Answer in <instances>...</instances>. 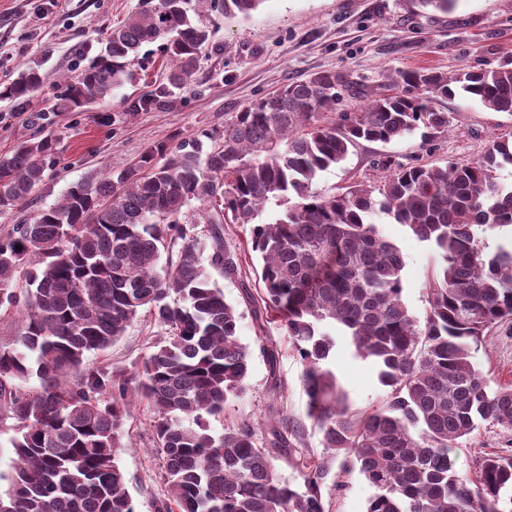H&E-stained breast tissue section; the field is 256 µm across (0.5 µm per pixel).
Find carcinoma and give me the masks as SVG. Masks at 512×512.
Instances as JSON below:
<instances>
[{
  "label": "carcinoma",
  "instance_id": "1",
  "mask_svg": "<svg viewBox=\"0 0 512 512\" xmlns=\"http://www.w3.org/2000/svg\"><path fill=\"white\" fill-rule=\"evenodd\" d=\"M224 16L249 17L264 0H222ZM189 0H139L112 28L104 55L55 103L78 110L132 81L130 62L162 41L169 84L190 78L210 39ZM356 112H336L353 89L323 71L291 82L234 113L222 128L148 147L132 166L90 174L63 199L22 218L0 239V307L24 310L13 342L0 346V420H14L15 465L0 471V512H136L118 464L128 396L157 413L155 440L171 488L164 512H329L323 467L302 465L303 483L274 461L292 455L297 435L272 420L240 422L218 437L207 418L243 393L252 359L241 313L211 280L240 275L224 225H251L260 265L261 332L276 323L302 361L307 417L324 447L347 458L373 488L366 512H512V454L479 459L471 477L458 464L462 440L483 425L512 432V385L491 386L476 361L486 330L512 321V240L488 253L484 236L512 227V140L480 160L444 166L375 160L377 185L318 190V173L341 164L362 141L390 143L421 131L422 145L448 134L433 106L461 92L512 115V59L448 75L406 70ZM41 85L24 72L0 88L22 98ZM50 136L27 140L0 159V213L21 211L54 158ZM282 210L257 223L266 204ZM384 214L430 245L424 314L403 299V255L372 222ZM21 249H16V246ZM25 262L27 288L16 286ZM168 330L129 381L89 354L124 335L141 311ZM374 361L387 387L364 411L352 408L328 368L336 338ZM280 394V350L259 345ZM37 379L38 385L24 384Z\"/></svg>",
  "mask_w": 512,
  "mask_h": 512
}]
</instances>
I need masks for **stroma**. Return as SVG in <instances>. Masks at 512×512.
<instances>
[{
    "instance_id": "obj_1",
    "label": "stroma",
    "mask_w": 512,
    "mask_h": 512,
    "mask_svg": "<svg viewBox=\"0 0 512 512\" xmlns=\"http://www.w3.org/2000/svg\"><path fill=\"white\" fill-rule=\"evenodd\" d=\"M197 11L212 32L196 73L170 92L163 104L138 108L140 99L169 87L167 60L159 43L143 45L131 64L134 79L104 100L76 111L61 112L55 103L67 81L77 77L102 53L113 27L135 11L139 0H0V87L34 69L40 88L29 96L0 101V157L11 155L22 142L43 135L56 141L55 162L28 209L57 203L68 188L92 171L117 172L135 163L158 142L174 143L198 131L222 127L234 112L292 81L321 71L345 74L365 89V96L345 95L342 112L362 106L366 96L383 90L400 70L453 72L465 66L493 67L512 59V0H457L445 12L426 10L419 0H264L248 18H225L212 0H195ZM438 110L451 113L447 135L431 149L419 136L388 144L361 142L341 165L320 172L316 186L339 192L363 181H383L372 162L381 155L408 163L413 159L444 165L467 164L482 158L497 138L512 136V115L493 112L463 96L440 98ZM383 234L400 248L406 263L404 298L411 311L423 315L435 251L383 214L373 218ZM227 246L240 253L238 279L217 278L226 300L243 317V343L255 345L259 334L249 295L259 294L251 250L250 227H224ZM166 330L148 313L129 325L107 349L90 362L109 365L121 376L136 372ZM281 351V398L269 394V368L254 354L246 388L232 399L219 419H210L212 435L242 420L264 421L280 415L300 435L294 456L277 461L280 476L298 477L297 463L307 459L324 468L321 490L329 512H365L372 493L357 470L343 467L322 444V436L306 416L307 396L300 383L302 366L287 336L273 333ZM477 361L491 382L512 383V324L494 327ZM329 368L348 394L353 408L380 402L385 389L376 367L356 356L349 338L338 337ZM156 412L132 396L123 427L119 464L137 512H160L171 496L163 461L156 451ZM512 450V433L484 426L464 444L458 459L462 470L475 472L479 458Z\"/></svg>"
}]
</instances>
